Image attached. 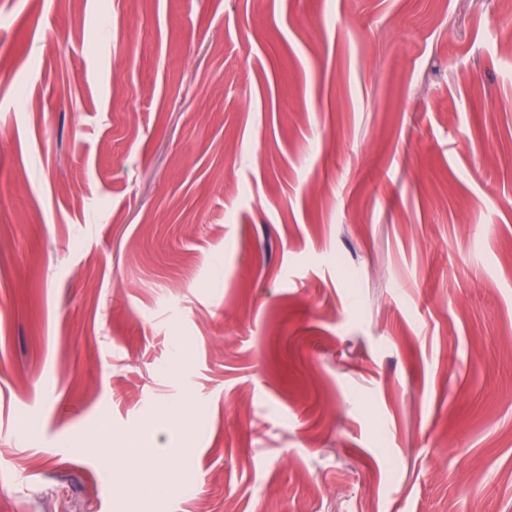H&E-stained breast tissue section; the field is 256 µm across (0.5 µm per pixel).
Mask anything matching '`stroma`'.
<instances>
[{"mask_svg":"<svg viewBox=\"0 0 512 512\" xmlns=\"http://www.w3.org/2000/svg\"><path fill=\"white\" fill-rule=\"evenodd\" d=\"M502 6L0 0V501L512 512ZM120 466L128 473L148 470L155 474L151 480L137 486L138 497L164 490L173 478L170 470L163 468L159 461L144 451L126 453L120 458Z\"/></svg>","mask_w":512,"mask_h":512,"instance_id":"35a3bbf8","label":"stroma"}]
</instances>
